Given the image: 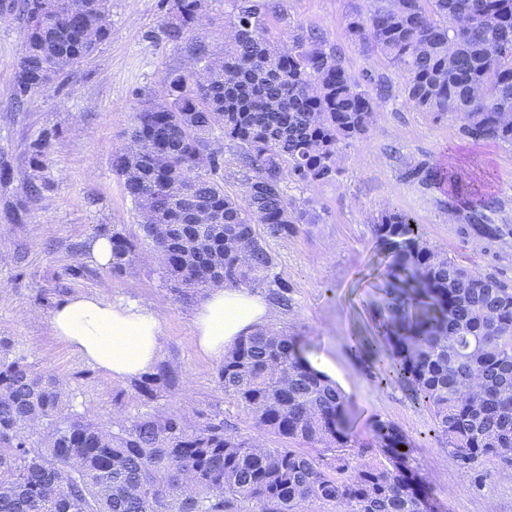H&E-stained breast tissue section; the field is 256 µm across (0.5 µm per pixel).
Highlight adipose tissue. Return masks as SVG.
<instances>
[{
  "label": "adipose tissue",
  "instance_id": "obj_1",
  "mask_svg": "<svg viewBox=\"0 0 512 512\" xmlns=\"http://www.w3.org/2000/svg\"><path fill=\"white\" fill-rule=\"evenodd\" d=\"M279 316L268 297L247 288L215 287L197 309L199 349L220 357L238 340ZM51 328L83 360L113 383L145 374L160 351L157 306L112 298L107 289L66 298L54 311Z\"/></svg>",
  "mask_w": 512,
  "mask_h": 512
}]
</instances>
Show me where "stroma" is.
Returning a JSON list of instances; mask_svg holds the SVG:
<instances>
[{
  "label": "stroma",
  "mask_w": 512,
  "mask_h": 512,
  "mask_svg": "<svg viewBox=\"0 0 512 512\" xmlns=\"http://www.w3.org/2000/svg\"><path fill=\"white\" fill-rule=\"evenodd\" d=\"M17 2L0 0V339L12 342L35 371L58 377L74 408L92 418L164 416L187 402L203 416L252 433L251 420L218 383L219 358L197 346L193 321L203 294L185 300L172 292L112 170L135 105L161 94L165 72L185 67L189 58L163 39V0H112L110 39L21 106L15 102L23 53ZM355 3L282 0L291 24L272 26L284 43L291 27L317 30L341 48L355 78L369 71L393 86L366 139L341 146L337 179L284 182L287 198L317 220L268 241L278 274L291 286L290 306L276 326L299 337L310 361L331 364L333 380L350 401L353 455L375 459L372 425L393 423L411 442L414 464L442 512H512V476L494 462L476 470L450 462L429 405L410 384L383 370L380 358L389 346L379 331L377 306L389 257L372 231L384 210H405L432 246L512 286V231L491 244L461 233L450 219L458 198L408 176L418 167H455L485 183L495 203L490 223L512 228V146L467 138L457 118L437 120L411 108L397 71L351 43L346 16ZM232 12V0H208L199 33L213 49L223 48ZM112 228L138 241V258L118 275L83 258L87 240ZM101 287L116 297L160 305L159 359L177 372L174 386L151 399L134 381L113 386L102 370L54 336L50 319L60 301Z\"/></svg>",
  "instance_id": "1"
}]
</instances>
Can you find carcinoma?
I'll return each mask as SVG.
<instances>
[{
  "instance_id": "obj_1",
  "label": "carcinoma",
  "mask_w": 512,
  "mask_h": 512,
  "mask_svg": "<svg viewBox=\"0 0 512 512\" xmlns=\"http://www.w3.org/2000/svg\"><path fill=\"white\" fill-rule=\"evenodd\" d=\"M48 2L21 3V99L80 66L111 34L104 26L110 0H83L72 12L58 4L53 31L44 34L38 18ZM174 2L164 39L195 57L206 80L166 72L163 94L138 102L128 133L142 149L138 174L125 152L112 167L136 209L149 203L153 223L144 233L178 294L227 283L266 286L285 309L290 284L275 272L278 258L266 239L293 235L308 212L287 199L284 179H335L340 144L365 137L375 99L389 97L391 86L369 73L356 80L340 49L313 31L292 35L288 51L279 50L269 18L288 20L276 0H234L237 36L218 55L203 39H188L205 0ZM408 2L397 15L390 0H367L348 15L349 38L402 74L414 109L437 120L465 113V136L512 146V124L499 116L512 108V0ZM450 43L458 53L453 72ZM226 69L237 70L230 85ZM225 140L236 148L231 160ZM235 160L251 170L241 199L224 190ZM409 177L448 184L466 200L455 221L476 235L496 241L506 234L482 223L491 201L479 185L450 169H414ZM199 204L224 223H182ZM372 228L392 252L379 307L391 347L383 363L431 405L455 465L512 467V288L494 276L473 278L430 246L403 210L382 212ZM136 256L134 241L112 230V270ZM488 312L496 315L491 323L483 318ZM473 375L483 391L463 399L459 386ZM217 377L255 431L317 454L268 448L222 419L193 424L182 411L99 421L73 409L59 379L36 372L0 339V512H305L313 503L333 512H433L413 447L396 425H372L384 461H351L348 398L311 366L296 337L255 330L224 354ZM174 380L173 369L160 364L136 387L152 398Z\"/></svg>"
}]
</instances>
